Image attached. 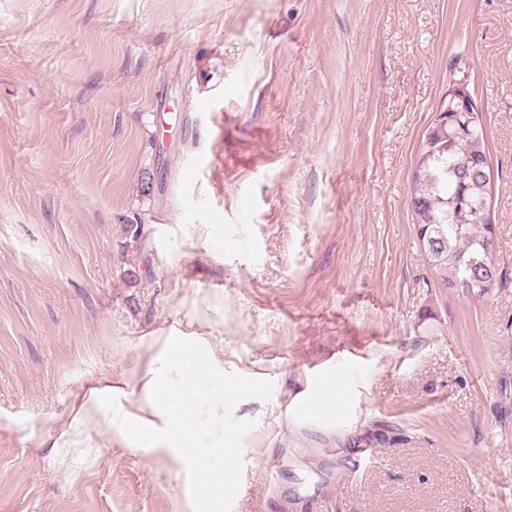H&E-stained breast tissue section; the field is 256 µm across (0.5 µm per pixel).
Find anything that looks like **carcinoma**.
Here are the masks:
<instances>
[{
    "label": "carcinoma",
    "instance_id": "obj_1",
    "mask_svg": "<svg viewBox=\"0 0 512 512\" xmlns=\"http://www.w3.org/2000/svg\"><path fill=\"white\" fill-rule=\"evenodd\" d=\"M445 104L448 125L436 145L420 147L413 173L417 229L426 233L427 258L446 287L467 295L480 284L485 294L501 272L488 220L491 175L482 112L472 123L451 98Z\"/></svg>",
    "mask_w": 512,
    "mask_h": 512
}]
</instances>
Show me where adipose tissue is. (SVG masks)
Masks as SVG:
<instances>
[{
	"mask_svg": "<svg viewBox=\"0 0 512 512\" xmlns=\"http://www.w3.org/2000/svg\"><path fill=\"white\" fill-rule=\"evenodd\" d=\"M202 364L196 363L182 368L174 366L167 358H159L149 372L143 385L145 404L139 416L131 413L116 415L104 409L102 398L111 393V386L92 390L79 406L75 418L76 427H83L89 420L105 424L118 438L136 444L146 450L161 451L180 459L186 466L192 483L189 497L190 512H213L217 500L233 482L235 458L226 455L224 466L219 470L196 467V460L203 455L193 436L201 423L198 418L199 406H207L212 417L223 418L224 398L202 372ZM189 378L186 389L172 390L173 375ZM162 419L163 427H155V419ZM139 421L140 431H133L131 421Z\"/></svg>",
	"mask_w": 512,
	"mask_h": 512,
	"instance_id": "1",
	"label": "adipose tissue"
}]
</instances>
